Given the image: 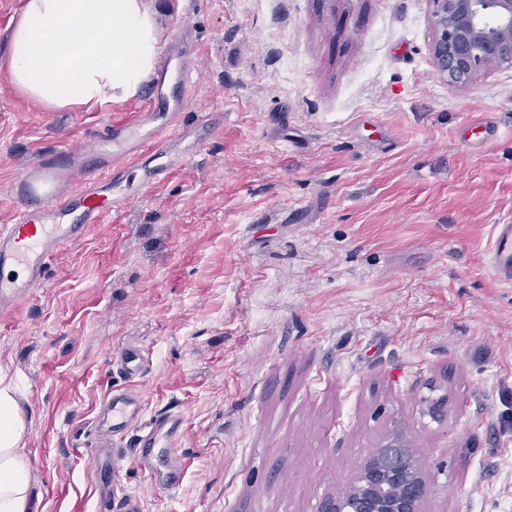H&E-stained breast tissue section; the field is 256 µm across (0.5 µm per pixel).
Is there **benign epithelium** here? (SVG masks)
<instances>
[{
  "label": "benign epithelium",
  "mask_w": 512,
  "mask_h": 512,
  "mask_svg": "<svg viewBox=\"0 0 512 512\" xmlns=\"http://www.w3.org/2000/svg\"><path fill=\"white\" fill-rule=\"evenodd\" d=\"M436 74L465 84L490 68L512 69V0H433ZM426 476L397 435L374 449L323 512H424Z\"/></svg>",
  "instance_id": "7a95c632"
}]
</instances>
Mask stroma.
Returning a JSON list of instances; mask_svg holds the SVG:
<instances>
[{
  "label": "stroma",
  "instance_id": "1",
  "mask_svg": "<svg viewBox=\"0 0 512 512\" xmlns=\"http://www.w3.org/2000/svg\"><path fill=\"white\" fill-rule=\"evenodd\" d=\"M187 26L194 107L224 134L68 244L0 317L28 417L29 512H83L98 408L134 389L180 413L175 494L131 461L141 512H322L400 432L424 512H512V69L435 73L432 0H145ZM23 0H0V225L38 155L86 145L141 96L52 111L11 84ZM140 349L135 379L114 350ZM446 399L433 419L431 401ZM487 263L499 282L512 285V222L493 225Z\"/></svg>",
  "mask_w": 512,
  "mask_h": 512
}]
</instances>
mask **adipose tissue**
I'll list each match as a JSON object with an SVG mask.
<instances>
[{"instance_id":"ef3b65f1","label":"adipose tissue","mask_w":512,"mask_h":512,"mask_svg":"<svg viewBox=\"0 0 512 512\" xmlns=\"http://www.w3.org/2000/svg\"><path fill=\"white\" fill-rule=\"evenodd\" d=\"M156 29L140 0H25L10 37L13 84L49 107L136 94L154 68ZM0 364V512H27V416Z\"/></svg>"}]
</instances>
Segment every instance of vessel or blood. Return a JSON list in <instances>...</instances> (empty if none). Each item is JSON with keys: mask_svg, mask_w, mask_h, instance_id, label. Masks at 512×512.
I'll use <instances>...</instances> for the list:
<instances>
[{"mask_svg": "<svg viewBox=\"0 0 512 512\" xmlns=\"http://www.w3.org/2000/svg\"><path fill=\"white\" fill-rule=\"evenodd\" d=\"M178 42V47H163L145 106L134 120L112 124L88 149L61 147L43 153L11 184L18 208L11 224L0 228L1 314L41 288L48 264L69 242L91 225L125 212L222 135L223 121L213 113H199L190 127L181 121L194 84L183 58L196 48L187 36H179ZM147 154L152 157L148 164L143 161ZM487 263L499 282L512 285V223L494 225ZM142 410L138 394L121 390L113 392L100 415L102 435L90 448V512H139L138 497L118 481L120 465L128 459L150 484L165 491L182 483L188 468L182 417L173 412L153 417L134 445H127Z\"/></svg>", "mask_w": 512, "mask_h": 512, "instance_id": "b4317fda", "label": "vessel or blood"}]
</instances>
